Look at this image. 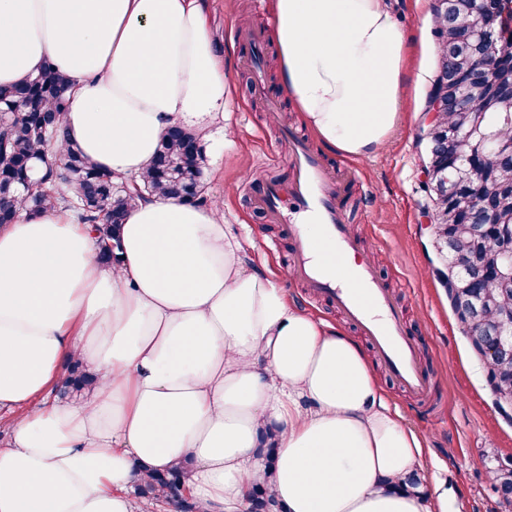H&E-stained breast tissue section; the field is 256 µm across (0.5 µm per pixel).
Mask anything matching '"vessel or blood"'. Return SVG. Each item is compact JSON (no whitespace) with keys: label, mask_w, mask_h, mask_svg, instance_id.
I'll return each instance as SVG.
<instances>
[{"label":"vessel or blood","mask_w":512,"mask_h":512,"mask_svg":"<svg viewBox=\"0 0 512 512\" xmlns=\"http://www.w3.org/2000/svg\"><path fill=\"white\" fill-rule=\"evenodd\" d=\"M284 136L291 146L295 179L289 188L272 185L258 194L254 200L256 208L278 220L289 213L300 215L303 220L321 225L339 251H357L358 241L343 222L344 185L332 180L324 161L305 138L291 130L285 131ZM291 232L298 241L291 275L314 293L335 302L368 336L381 362L404 387L424 391L428 380L411 340L404 333L388 286L377 279L369 264L363 263L353 274L356 288L343 287L342 270L316 262L317 244L305 234L302 223L292 225Z\"/></svg>","instance_id":"obj_1"}]
</instances>
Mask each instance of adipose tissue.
<instances>
[{
  "instance_id": "adipose-tissue-1",
  "label": "adipose tissue",
  "mask_w": 512,
  "mask_h": 512,
  "mask_svg": "<svg viewBox=\"0 0 512 512\" xmlns=\"http://www.w3.org/2000/svg\"><path fill=\"white\" fill-rule=\"evenodd\" d=\"M280 82L330 149L362 158L399 123L408 40L387 0H271ZM53 62L71 143L139 181L178 126L224 152V63L199 0H0V86ZM120 262L63 208L0 225V512H154L131 486L186 461L199 512H447L411 488L424 443L352 336L249 268L254 241L196 206L135 200ZM96 386L50 399L62 360ZM277 448L274 467L260 451Z\"/></svg>"
}]
</instances>
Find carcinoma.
<instances>
[{"label":"carcinoma","instance_id":"cac0c4a2","mask_svg":"<svg viewBox=\"0 0 512 512\" xmlns=\"http://www.w3.org/2000/svg\"><path fill=\"white\" fill-rule=\"evenodd\" d=\"M481 29L487 26L505 34L501 12L476 0L460 14L448 29L452 38L471 24ZM512 83V67L491 72L488 82L475 95L468 112H445L441 125L458 133L457 149L464 154L479 147L483 138L512 142V93L501 91V85ZM71 83L53 64H46L39 73L23 84L0 87V225L14 222L21 209L33 213L68 207L69 200L83 202L77 210L79 220L97 232V239H118L115 228L123 222L135 197H145L157 191L195 205L207 203L202 183L201 156L187 149L194 140L190 134L171 130L162 139L148 171L142 176L139 189H127L112 179V174L91 163L75 145L67 143L63 117L69 106ZM483 199L495 204L502 218L512 219V156L502 158L487 153L480 170L474 176ZM465 185L448 189V195L436 206V222L443 232L452 236L457 225L466 223V211L458 207L455 198L467 196ZM512 250V233L504 230L499 236L486 238L477 251L494 258ZM480 295H490L497 304L487 309L485 317L501 320L512 316V285L496 279L485 280L478 289ZM186 487V472L176 466L151 482L137 486L142 498H171L182 512H197L191 498L182 496Z\"/></svg>","mask_w":512,"mask_h":512}]
</instances>
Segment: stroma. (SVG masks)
Returning <instances> with one entry per match:
<instances>
[{"instance_id": "obj_1", "label": "stroma", "mask_w": 512, "mask_h": 512, "mask_svg": "<svg viewBox=\"0 0 512 512\" xmlns=\"http://www.w3.org/2000/svg\"><path fill=\"white\" fill-rule=\"evenodd\" d=\"M208 28L224 59V109L236 134L223 155L204 154L206 193L224 198V221L233 233L255 242L254 264L263 266L289 299L368 345L367 337L325 298L288 273L296 244L287 222H273L253 205L269 183L288 185L294 175L290 129L322 152L332 175L348 179V160L327 150L303 124L279 81L276 47L268 35L270 0H201ZM410 37L407 66L413 82L401 96L397 130L386 145L360 160L364 177L352 184L345 217L359 242L357 261L370 264L386 282L414 339L431 384L412 393L400 386L380 360H373L390 405L424 441L421 475L426 488L448 489V512H512L493 484L498 470L512 469V408L500 410L489 389L484 363L448 301L438 277L446 261L434 245L432 202L423 185L427 162L426 102L438 64L432 0H389ZM243 28L265 34L263 92L254 90L252 55L234 36ZM278 108L269 111V100Z\"/></svg>"}]
</instances>
